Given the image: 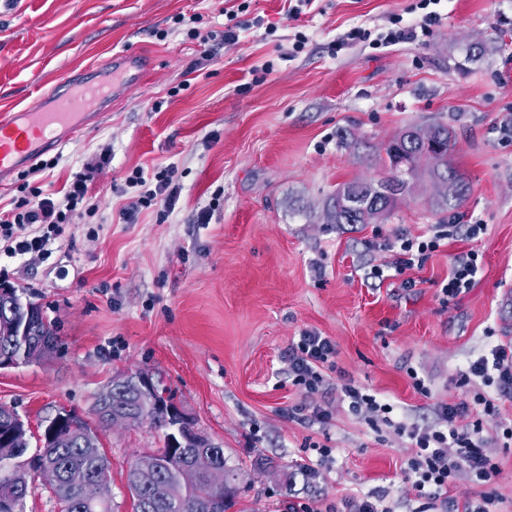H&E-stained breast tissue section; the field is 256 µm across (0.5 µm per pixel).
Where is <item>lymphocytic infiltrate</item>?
<instances>
[{
    "mask_svg": "<svg viewBox=\"0 0 512 512\" xmlns=\"http://www.w3.org/2000/svg\"><path fill=\"white\" fill-rule=\"evenodd\" d=\"M173 179L174 170L170 167L150 174L141 169L133 170L125 183L134 189L135 196L125 207V215H132L159 200L166 208H174L177 189ZM97 210L83 173H75L60 195H46L40 188H32L28 195L14 200L10 209H0V256L46 258L58 225L76 223ZM484 230L481 224H470L463 230L452 224L427 240L399 236L391 267L402 275L403 287H412V280L405 277L406 270L423 262L429 252L439 248L442 240L460 233L473 239ZM480 262L478 251L473 249L455 256L448 281L441 288L444 301L454 300L472 288ZM335 357V342L314 332L303 333L291 344L287 354L288 379L306 396L303 409L309 422L324 427L332 421L333 411L321 395L329 372L336 369ZM476 378L481 379L483 390L474 392L468 403L439 404V421L432 426L394 421L392 405L377 402L354 381H347L340 388L353 415L373 426L380 423L390 426L394 434L412 448L413 454L405 461L404 472L409 484L407 492L419 503L417 512H491L490 507L497 497L494 483L501 468L485 451L487 439L482 421L471 419L470 414L472 405L482 406L485 413L492 414L499 401L512 400V343L495 345L489 355L469 361L467 368L460 371L457 383L466 387ZM488 386L495 387V395L485 394ZM462 473L481 485L478 499L460 500L449 496L450 485Z\"/></svg>",
    "mask_w": 512,
    "mask_h": 512,
    "instance_id": "obj_1",
    "label": "lymphocytic infiltrate"
}]
</instances>
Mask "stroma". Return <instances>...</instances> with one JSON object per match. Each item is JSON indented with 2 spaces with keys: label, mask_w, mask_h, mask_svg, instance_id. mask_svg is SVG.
<instances>
[{
  "label": "stroma",
  "mask_w": 512,
  "mask_h": 512,
  "mask_svg": "<svg viewBox=\"0 0 512 512\" xmlns=\"http://www.w3.org/2000/svg\"><path fill=\"white\" fill-rule=\"evenodd\" d=\"M247 11H238L240 2ZM284 0H0V104L31 101L74 69L147 57L140 81L121 74L105 119L60 149L56 168L34 176L54 193L85 171L99 210L62 224L42 261L0 258V283L38 303L58 346L36 362L0 371V404L31 430L57 410L95 427L112 461L114 512H132L127 470L163 445L147 424H100L97 395L120 373L160 378L198 429L239 467L238 512H288L292 500L320 512L343 497L380 492L391 512H414L401 465L411 454L390 428L374 432L335 390L352 379L393 405L406 423L433 425L440 402L469 399L457 387L467 361L512 342V0H441L430 36L384 47L393 19L408 27L419 0H315L299 18ZM241 26L227 45L190 39ZM361 28L370 37L347 43ZM306 35L295 49L297 35ZM454 127L448 161L468 185L457 212L437 213L428 175L367 224L325 223L337 187L386 177L385 148L408 126ZM173 167L179 193L125 223V179L138 167ZM210 223H197L202 209ZM443 224H482L474 240H442L406 277L388 269L406 233L431 237ZM476 249L477 282L443 302L453 257ZM336 344L327 428L293 417L304 401L285 356L302 332ZM428 389L418 393L411 373ZM512 402L484 416L486 451L501 472L498 512H512V446L497 433ZM333 459L316 481L294 475L309 442ZM270 460L267 468L258 459Z\"/></svg>",
  "instance_id": "stroma-1"
}]
</instances>
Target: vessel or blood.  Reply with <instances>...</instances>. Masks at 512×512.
Wrapping results in <instances>:
<instances>
[{
	"label": "vessel or blood",
	"mask_w": 512,
	"mask_h": 512,
	"mask_svg": "<svg viewBox=\"0 0 512 512\" xmlns=\"http://www.w3.org/2000/svg\"><path fill=\"white\" fill-rule=\"evenodd\" d=\"M113 80L77 74L42 90L29 103L0 113V182L40 155L78 140L112 100Z\"/></svg>",
	"instance_id": "vessel-or-blood-1"
}]
</instances>
